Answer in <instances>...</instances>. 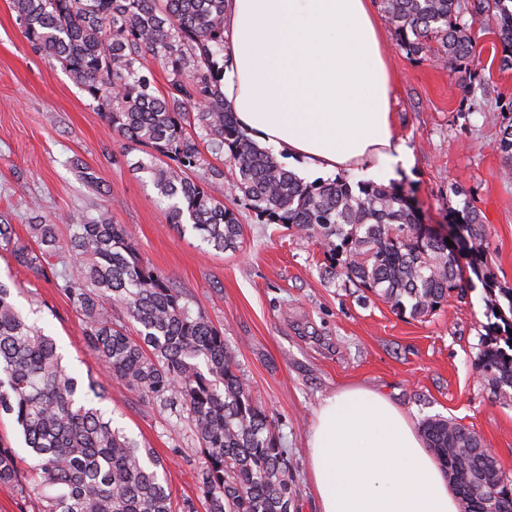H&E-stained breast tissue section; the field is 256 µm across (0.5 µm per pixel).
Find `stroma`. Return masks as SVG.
Masks as SVG:
<instances>
[{"label": "stroma", "instance_id": "1", "mask_svg": "<svg viewBox=\"0 0 512 512\" xmlns=\"http://www.w3.org/2000/svg\"><path fill=\"white\" fill-rule=\"evenodd\" d=\"M393 74L394 133L414 156L396 185L424 223L448 226L471 207L485 227L483 246L497 283L512 288V174L502 172L501 132L512 124V69L492 18L476 21L477 54L457 63L439 46L413 56L401 47L383 7L373 0ZM138 151L109 131L88 94L61 65L36 53L11 6L0 0V217L27 239L31 200L42 220L70 237V218L112 211L130 232L140 257L168 276L235 349L241 377L275 422L296 477L291 512H316L306 439L318 402L346 387L387 395L414 422L454 420L495 448L512 475V401L494 396L477 373L480 342L494 318L482 282L461 255L464 297L450 295L435 314L414 319L379 299L361 301L359 288L324 274L313 239L258 222L228 177L223 157L211 163L225 177L209 193L247 228L243 246L221 252L193 232L167 224L151 183L132 171ZM0 281L15 284L22 309L53 336L82 381H93L104 410L139 443L154 448L167 468L175 504L206 512L195 472L203 459L186 425L130 391L87 351L82 321L56 277L43 278L0 249Z\"/></svg>", "mask_w": 512, "mask_h": 512}]
</instances>
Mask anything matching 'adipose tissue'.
<instances>
[{
  "label": "adipose tissue",
  "instance_id": "1",
  "mask_svg": "<svg viewBox=\"0 0 512 512\" xmlns=\"http://www.w3.org/2000/svg\"><path fill=\"white\" fill-rule=\"evenodd\" d=\"M219 66L246 136L305 171L363 167L386 182L413 165L393 133L392 77L370 0H225ZM308 456L319 512H460L436 457L381 392L325 397Z\"/></svg>",
  "mask_w": 512,
  "mask_h": 512
}]
</instances>
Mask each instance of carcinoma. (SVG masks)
Masks as SVG:
<instances>
[{"mask_svg": "<svg viewBox=\"0 0 512 512\" xmlns=\"http://www.w3.org/2000/svg\"><path fill=\"white\" fill-rule=\"evenodd\" d=\"M506 0H383L400 45L410 54L435 42L452 61L475 57V20L492 17L512 67V9ZM32 48L57 61L97 103L109 130L129 146L149 148L133 163L168 201L166 220L189 225L207 245L237 251L243 225L212 197L222 178L201 145L224 154L234 187L264 224H282L316 240L328 273L357 284L400 315L424 318L464 291L456 254L420 223L403 191L338 177L304 183L239 129L224 103L218 56L224 52V0H12ZM166 70L167 89L143 72L145 54ZM197 133L191 134L187 126ZM472 243L471 267L499 309L500 324L482 337L478 369L493 393L512 399V288L494 281L482 249L484 225L466 208L453 219ZM69 242L56 225L30 224V242L0 219V248L22 267L62 276L83 323V343L113 376L162 414L190 424L203 454L198 472L207 512H290L294 475L274 422L238 375L224 333L170 280L146 264L122 224L103 209L75 218ZM117 306L138 324L133 336ZM104 393L83 385L56 341L16 305L0 283V412L24 436V454L0 442V484L22 486L40 512H175L154 449L114 425L98 406ZM428 447L460 486H483L470 512H512V477L497 461L472 453V430L443 417L426 419Z\"/></svg>", "mask_w": 512, "mask_h": 512, "instance_id": "cac0c4a2", "label": "carcinoma"}]
</instances>
